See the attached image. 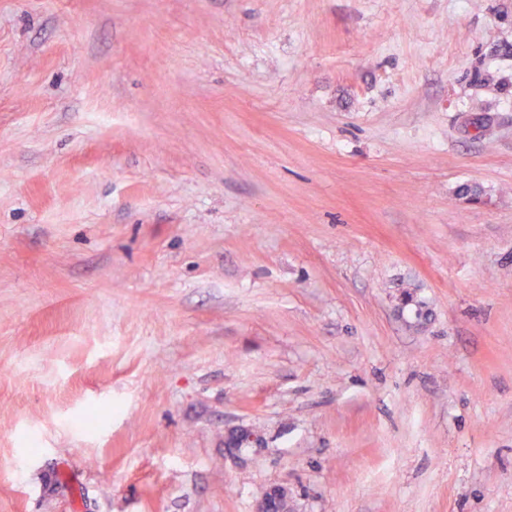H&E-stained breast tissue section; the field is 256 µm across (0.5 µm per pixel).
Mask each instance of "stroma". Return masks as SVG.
Masks as SVG:
<instances>
[{
	"label": "stroma",
	"mask_w": 512,
	"mask_h": 512,
	"mask_svg": "<svg viewBox=\"0 0 512 512\" xmlns=\"http://www.w3.org/2000/svg\"><path fill=\"white\" fill-rule=\"evenodd\" d=\"M275 486L512 512V0H0V512Z\"/></svg>",
	"instance_id": "obj_1"
}]
</instances>
